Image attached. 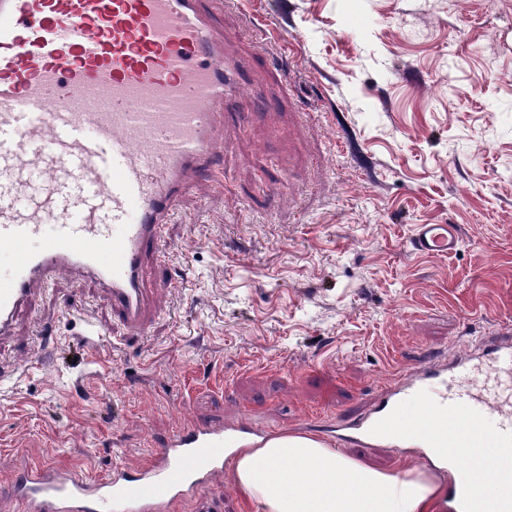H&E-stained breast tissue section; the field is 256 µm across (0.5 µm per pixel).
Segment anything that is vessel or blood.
Returning <instances> with one entry per match:
<instances>
[{
    "label": "vessel or blood",
    "mask_w": 512,
    "mask_h": 512,
    "mask_svg": "<svg viewBox=\"0 0 512 512\" xmlns=\"http://www.w3.org/2000/svg\"><path fill=\"white\" fill-rule=\"evenodd\" d=\"M240 65L216 50L204 0H0V248L14 256L0 281V341L40 288L88 278L128 330L157 306L153 263L186 191V173L218 149L216 107L247 93ZM425 256L455 254L457 225L418 224ZM118 257L100 261L104 250ZM496 373L443 395L448 365L431 364L383 393L344 427L358 443L452 449L455 512H477L464 464L483 435L512 443V323L484 332ZM265 440L248 423H183L152 459L114 466L101 482L45 467L21 470L6 497L16 512H147L185 500L223 512L210 487L231 449Z\"/></svg>",
    "instance_id": "1"
}]
</instances>
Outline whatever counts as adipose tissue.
I'll return each instance as SVG.
<instances>
[{
	"label": "adipose tissue",
	"mask_w": 512,
	"mask_h": 512,
	"mask_svg": "<svg viewBox=\"0 0 512 512\" xmlns=\"http://www.w3.org/2000/svg\"><path fill=\"white\" fill-rule=\"evenodd\" d=\"M467 460L480 499L497 512L512 507V445ZM240 494L261 512H439L443 489L420 473H397L345 456L301 434L273 437L239 453Z\"/></svg>",
	"instance_id": "1"
}]
</instances>
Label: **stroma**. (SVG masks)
<instances>
[{
    "label": "stroma",
    "instance_id": "35a3bbf8",
    "mask_svg": "<svg viewBox=\"0 0 512 512\" xmlns=\"http://www.w3.org/2000/svg\"><path fill=\"white\" fill-rule=\"evenodd\" d=\"M209 7L264 104L229 105L223 177L190 175L145 331L75 277L19 313L0 342V495L24 465L98 480L146 463L187 418L451 487L420 448L331 431L512 320V0ZM417 224L457 225L460 251L414 254Z\"/></svg>",
    "mask_w": 512,
    "mask_h": 512
}]
</instances>
